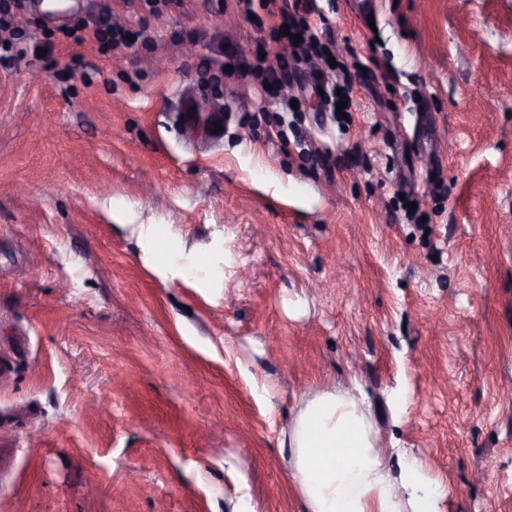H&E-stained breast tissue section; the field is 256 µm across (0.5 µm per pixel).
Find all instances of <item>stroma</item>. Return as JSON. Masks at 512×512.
Here are the masks:
<instances>
[{
    "instance_id": "stroma-1",
    "label": "stroma",
    "mask_w": 512,
    "mask_h": 512,
    "mask_svg": "<svg viewBox=\"0 0 512 512\" xmlns=\"http://www.w3.org/2000/svg\"><path fill=\"white\" fill-rule=\"evenodd\" d=\"M25 4L149 39L0 71V512H306L288 427L335 390L402 497L512 512V0H298L343 117L234 69L282 51L237 0Z\"/></svg>"
}]
</instances>
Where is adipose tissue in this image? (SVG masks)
<instances>
[{
  "mask_svg": "<svg viewBox=\"0 0 512 512\" xmlns=\"http://www.w3.org/2000/svg\"><path fill=\"white\" fill-rule=\"evenodd\" d=\"M293 478L308 512H401L396 483L414 484L410 460L394 479L375 443L364 400L347 391L303 400L289 428Z\"/></svg>",
  "mask_w": 512,
  "mask_h": 512,
  "instance_id": "1",
  "label": "adipose tissue"
}]
</instances>
